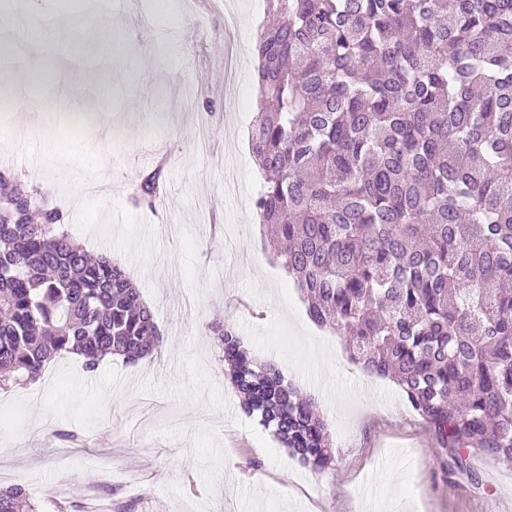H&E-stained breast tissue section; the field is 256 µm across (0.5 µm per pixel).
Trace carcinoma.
I'll return each mask as SVG.
<instances>
[{"mask_svg": "<svg viewBox=\"0 0 512 512\" xmlns=\"http://www.w3.org/2000/svg\"><path fill=\"white\" fill-rule=\"evenodd\" d=\"M251 150L263 243L347 359L390 378L445 452L512 460V0H266ZM162 169L137 198L159 195ZM0 173V387L64 354L159 350L125 270ZM243 411L291 456L334 460L319 404L213 327ZM0 512H40L0 486Z\"/></svg>", "mask_w": 512, "mask_h": 512, "instance_id": "carcinoma-1", "label": "carcinoma"}]
</instances>
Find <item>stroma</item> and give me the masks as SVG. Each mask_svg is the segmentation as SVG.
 I'll return each mask as SVG.
<instances>
[{
	"label": "stroma",
	"instance_id": "35a3bbf8",
	"mask_svg": "<svg viewBox=\"0 0 512 512\" xmlns=\"http://www.w3.org/2000/svg\"><path fill=\"white\" fill-rule=\"evenodd\" d=\"M50 33L30 136H0V167L45 196L73 239L116 257L162 337L158 353L85 372L67 354L0 393V485L46 512H82L74 485L129 512H512V462L445 473L444 452L391 381L361 372L345 338L314 324L261 246L249 151L255 41L265 0H35ZM102 39L93 56L76 46ZM108 114L68 133L73 112ZM167 164L155 207L131 193ZM232 324L259 361L315 397L335 461L315 472L240 408L210 333ZM76 433V442L62 438Z\"/></svg>",
	"mask_w": 512,
	"mask_h": 512
}]
</instances>
